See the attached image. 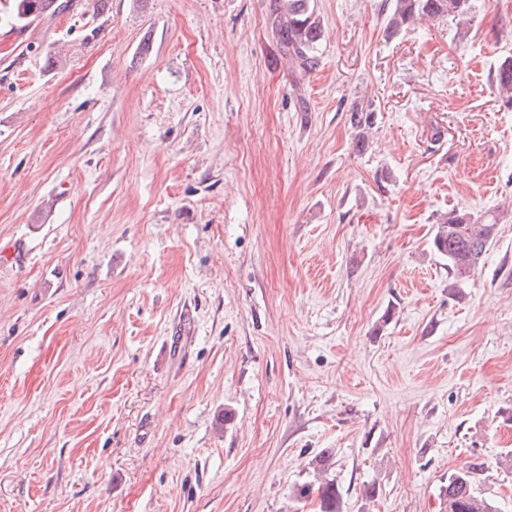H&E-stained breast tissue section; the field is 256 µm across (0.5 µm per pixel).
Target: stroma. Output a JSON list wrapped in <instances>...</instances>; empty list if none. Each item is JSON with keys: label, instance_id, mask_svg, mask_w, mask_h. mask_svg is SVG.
Segmentation results:
<instances>
[{"label": "stroma", "instance_id": "stroma-1", "mask_svg": "<svg viewBox=\"0 0 512 512\" xmlns=\"http://www.w3.org/2000/svg\"><path fill=\"white\" fill-rule=\"evenodd\" d=\"M314 3L308 71L272 0H0V512H314L326 450L343 512L471 463L512 512V0ZM453 210L498 221L458 297ZM71 0H15L14 18L17 22L31 23L46 15H56L68 8ZM475 0H392L386 31L395 35L415 23L418 17L454 22L457 29L472 21ZM496 83L502 100L512 106V57H506L496 71ZM350 123L357 130L354 148L358 153H364L370 145L369 130L374 124L372 113L351 112Z\"/></svg>", "mask_w": 512, "mask_h": 512}]
</instances>
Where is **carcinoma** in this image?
I'll return each instance as SVG.
<instances>
[{
    "mask_svg": "<svg viewBox=\"0 0 512 512\" xmlns=\"http://www.w3.org/2000/svg\"><path fill=\"white\" fill-rule=\"evenodd\" d=\"M475 0H392L386 22L390 35L408 28L421 17L448 20L461 28L472 21ZM68 8V0H15L14 18L31 23L46 15H56ZM276 31L280 45L305 67L312 68L318 61V46L323 36L320 17L312 0H283L276 8ZM496 83L502 100L512 106V57L505 58L496 71ZM350 123L357 133L354 148L365 152L370 145L369 130L374 124L372 114L353 112ZM498 221L494 218H472L458 211L436 224L431 240L433 252L448 265V291L456 293L481 263L497 234ZM329 452L309 462L314 481L297 489L301 499L317 493L319 512H341V492L335 479L326 477ZM482 465L472 463L448 476V484L441 495L448 500V512H498L497 506L477 487V475Z\"/></svg>",
    "mask_w": 512,
    "mask_h": 512,
    "instance_id": "carcinoma-1",
    "label": "carcinoma"
}]
</instances>
